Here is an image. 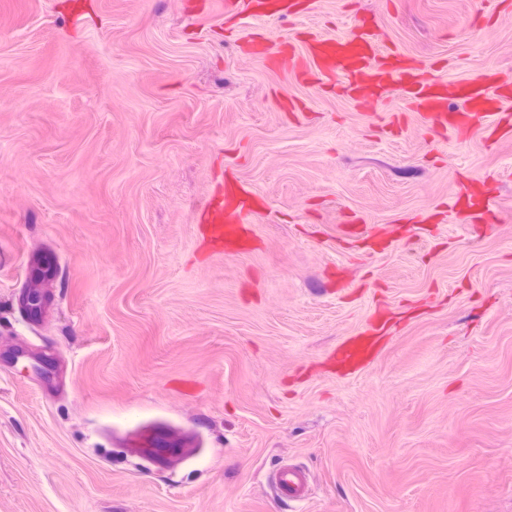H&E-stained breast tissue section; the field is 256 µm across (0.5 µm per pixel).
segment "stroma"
I'll use <instances>...</instances> for the list:
<instances>
[{
	"instance_id": "obj_1",
	"label": "stroma",
	"mask_w": 512,
	"mask_h": 512,
	"mask_svg": "<svg viewBox=\"0 0 512 512\" xmlns=\"http://www.w3.org/2000/svg\"><path fill=\"white\" fill-rule=\"evenodd\" d=\"M361 19L439 81L512 83V0H0V512H512V136L430 129L396 83L359 108L243 43ZM228 177L261 206L214 255ZM473 179L492 222L454 209ZM355 218L376 236L340 238ZM142 431L193 452L157 466ZM290 464L307 501L272 486Z\"/></svg>"
}]
</instances>
